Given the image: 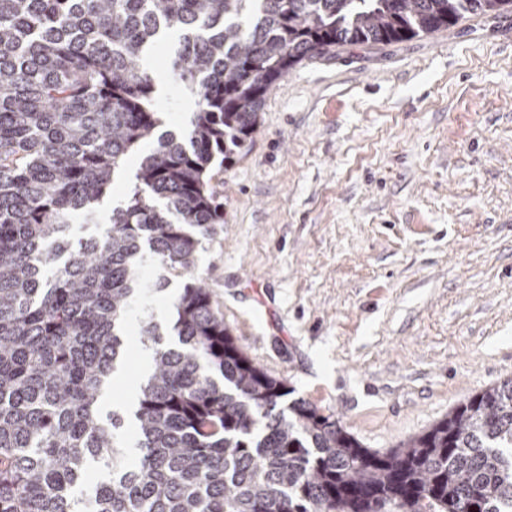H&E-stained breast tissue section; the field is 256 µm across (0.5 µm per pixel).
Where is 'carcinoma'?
Segmentation results:
<instances>
[{"mask_svg": "<svg viewBox=\"0 0 512 512\" xmlns=\"http://www.w3.org/2000/svg\"><path fill=\"white\" fill-rule=\"evenodd\" d=\"M512 0H0V512H512V379L372 451L236 344L204 281L151 350L128 463L101 396L152 257L191 273L224 232L215 170L253 140L268 93L340 43L385 44ZM196 100L159 131L150 49ZM125 203L74 240L126 158ZM102 476L86 488L90 468Z\"/></svg>", "mask_w": 512, "mask_h": 512, "instance_id": "cac0c4a2", "label": "carcinoma"}]
</instances>
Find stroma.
Listing matches in <instances>:
<instances>
[{
  "label": "stroma",
  "mask_w": 512,
  "mask_h": 512,
  "mask_svg": "<svg viewBox=\"0 0 512 512\" xmlns=\"http://www.w3.org/2000/svg\"><path fill=\"white\" fill-rule=\"evenodd\" d=\"M512 9L435 33L339 45L267 96L245 153L218 172L224 231L198 271L244 353L366 448L421 434L512 378ZM172 41L146 66L164 127L195 99L173 86ZM127 162L74 238L104 232ZM163 291H155L159 277ZM128 312L104 413L128 414L151 365L140 326L166 323L186 281L154 261Z\"/></svg>",
  "instance_id": "obj_1"
}]
</instances>
